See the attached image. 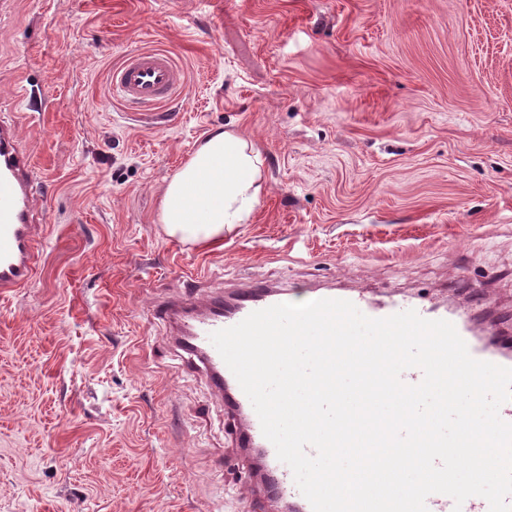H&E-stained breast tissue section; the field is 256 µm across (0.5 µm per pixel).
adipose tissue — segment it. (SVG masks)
Wrapping results in <instances>:
<instances>
[{
	"instance_id": "obj_1",
	"label": "adipose tissue",
	"mask_w": 512,
	"mask_h": 512,
	"mask_svg": "<svg viewBox=\"0 0 512 512\" xmlns=\"http://www.w3.org/2000/svg\"><path fill=\"white\" fill-rule=\"evenodd\" d=\"M264 192L261 151L228 126L201 140L163 187L159 222L168 236L217 245L226 231L252 218Z\"/></svg>"
}]
</instances>
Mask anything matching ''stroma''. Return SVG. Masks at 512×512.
<instances>
[{"label":"stroma","instance_id":"1","mask_svg":"<svg viewBox=\"0 0 512 512\" xmlns=\"http://www.w3.org/2000/svg\"><path fill=\"white\" fill-rule=\"evenodd\" d=\"M137 48L185 72L172 126L112 95ZM0 121L43 226L0 293V512H241L224 401L153 312L186 289H396L512 322V0H14ZM227 124L266 190L204 250L160 195Z\"/></svg>","mask_w":512,"mask_h":512}]
</instances>
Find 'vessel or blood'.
Instances as JSON below:
<instances>
[{"label": "vessel or blood", "instance_id": "b4317fda", "mask_svg": "<svg viewBox=\"0 0 512 512\" xmlns=\"http://www.w3.org/2000/svg\"><path fill=\"white\" fill-rule=\"evenodd\" d=\"M183 82L184 74L172 56L158 48L130 52L111 74L114 95L126 106L140 109L141 122L158 128L171 121V113L163 106L174 98ZM34 183L30 157L23 151L15 127L0 123L1 292L23 287L33 276L38 237ZM334 296L331 290L308 289L300 298L308 302ZM300 298L285 289L257 287L244 289L229 299L211 294L202 299L171 301L160 308L179 347L202 361L213 388L224 398V416L236 439V452L228 463L244 472L240 498L245 512H312V507L297 487L291 468L278 460L274 445L264 437L250 400L210 335L238 324L254 311ZM348 300L371 318L413 310L426 319L449 321L472 357L512 368V340H479L473 334L469 312L441 309L400 293L376 299L362 290L349 295ZM426 506L428 512H490L487 500L480 496L458 505L450 496L434 493L427 497Z\"/></svg>", "mask_w": 512, "mask_h": 512}]
</instances>
